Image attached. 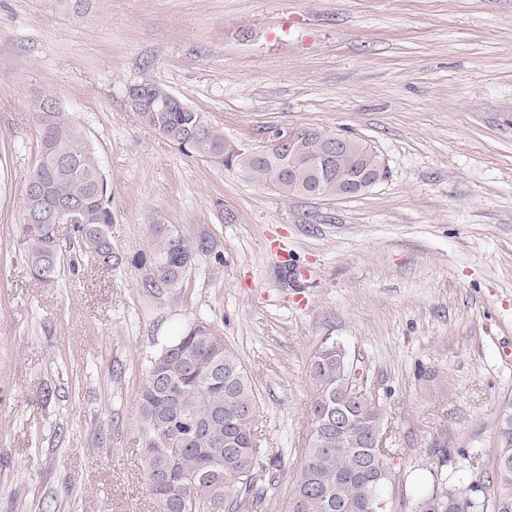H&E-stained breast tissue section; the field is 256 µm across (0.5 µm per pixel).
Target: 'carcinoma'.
<instances>
[{
    "label": "carcinoma",
    "instance_id": "obj_1",
    "mask_svg": "<svg viewBox=\"0 0 512 512\" xmlns=\"http://www.w3.org/2000/svg\"><path fill=\"white\" fill-rule=\"evenodd\" d=\"M141 103L131 107L143 125L176 144L188 156L247 178L270 182L282 161L257 158L250 148L234 149L224 129L191 107L171 104V93L155 83L138 85ZM38 151L24 184H38L39 196L24 195L20 245L34 278L53 284L63 255L58 224L50 213L75 204L73 225L81 253L97 264L117 268L124 257L112 240L114 224L107 182L95 151L79 127L62 112L51 91L36 100ZM301 153L314 158L323 151V128L306 129ZM302 158L288 156L278 193L284 197L334 198L356 181H383L389 169L366 141L350 138V147L321 168L305 173ZM213 251L204 236L192 238L175 226L151 225L147 252L135 267L148 268L144 287L162 294L178 287L198 257ZM342 346L324 339L309 365L312 393L309 448L297 469L286 512H369L382 501L394 474L370 448L383 427L378 398L354 397L356 377L340 363ZM256 387L238 354L220 329L197 320L163 345L148 363L137 404L146 490L154 512H264L267 488L261 473L277 458L261 447L257 435ZM498 457L512 460V427L498 429ZM494 512H512V466L495 463ZM432 492L422 491L423 512H487L481 478L455 474L437 478Z\"/></svg>",
    "mask_w": 512,
    "mask_h": 512
}]
</instances>
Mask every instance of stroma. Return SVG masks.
Instances as JSON below:
<instances>
[{"label": "stroma", "instance_id": "35a3bbf8", "mask_svg": "<svg viewBox=\"0 0 512 512\" xmlns=\"http://www.w3.org/2000/svg\"><path fill=\"white\" fill-rule=\"evenodd\" d=\"M154 82L227 138L318 127L365 140L389 178L362 195H280L143 126ZM52 91L112 196L111 270L64 252L55 284L19 245L33 106ZM205 234L154 295L132 261L150 226ZM310 270L299 283L289 262ZM207 320L257 389L285 512L311 430L309 360L346 349L387 415L401 481L385 512H423L464 456L488 494L512 399V0H0V512H153L136 409L148 360Z\"/></svg>", "mask_w": 512, "mask_h": 512}]
</instances>
